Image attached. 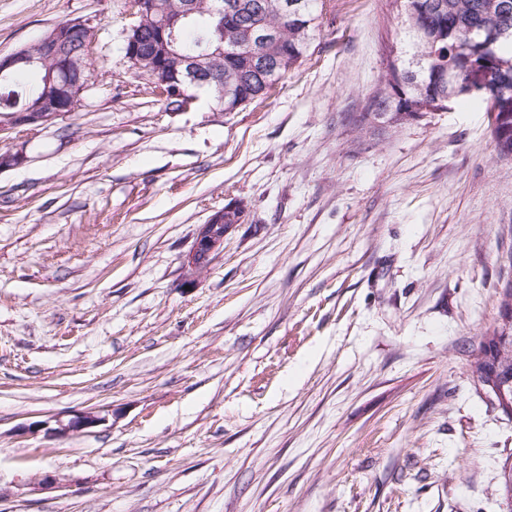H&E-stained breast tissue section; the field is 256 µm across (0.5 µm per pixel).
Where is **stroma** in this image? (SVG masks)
<instances>
[{"mask_svg": "<svg viewBox=\"0 0 512 512\" xmlns=\"http://www.w3.org/2000/svg\"><path fill=\"white\" fill-rule=\"evenodd\" d=\"M130 5L0 0L1 55L97 28L79 109L0 141V512H505L512 415L472 368L512 281L485 102L356 129L394 4L320 0L267 97L170 111L122 52ZM235 212L237 217L240 218L238 221L240 222L243 214L236 209L235 205H231L224 210L213 213L206 224H201L192 248L182 258V268L189 276V281L194 280L195 277L206 270L214 256L220 252L224 245L225 236L236 225L233 223L234 219L228 218L230 215L235 218ZM106 420V415H102L101 411L90 410L73 415L66 422L61 418L41 421L34 424L33 428L44 427L53 434L87 433L90 432V429L102 425ZM51 421H54L57 427H49Z\"/></svg>", "mask_w": 512, "mask_h": 512, "instance_id": "obj_1", "label": "stroma"}]
</instances>
